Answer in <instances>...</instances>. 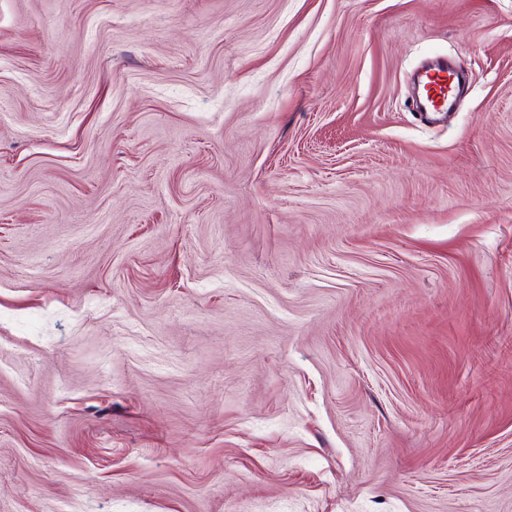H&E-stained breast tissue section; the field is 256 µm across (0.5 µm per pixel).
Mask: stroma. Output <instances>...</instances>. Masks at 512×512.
Wrapping results in <instances>:
<instances>
[{"mask_svg":"<svg viewBox=\"0 0 512 512\" xmlns=\"http://www.w3.org/2000/svg\"><path fill=\"white\" fill-rule=\"evenodd\" d=\"M0 512H512V0H0ZM455 81L448 77L445 59L427 61L419 72V107L421 112H448L455 102Z\"/></svg>","mask_w":512,"mask_h":512,"instance_id":"stroma-1","label":"stroma"}]
</instances>
